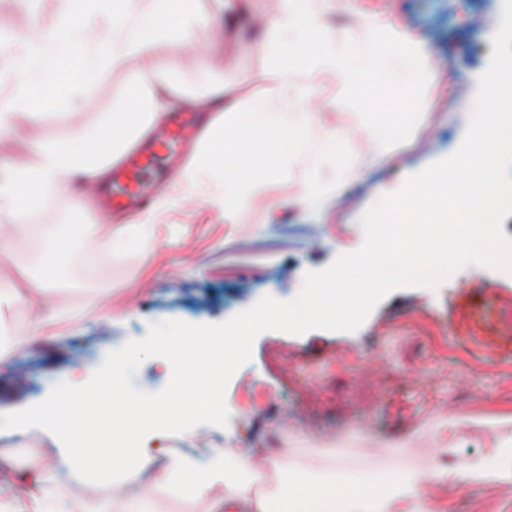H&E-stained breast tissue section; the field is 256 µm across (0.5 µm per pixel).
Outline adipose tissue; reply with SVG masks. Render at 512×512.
Here are the masks:
<instances>
[{
  "mask_svg": "<svg viewBox=\"0 0 512 512\" xmlns=\"http://www.w3.org/2000/svg\"><path fill=\"white\" fill-rule=\"evenodd\" d=\"M338 11L353 12L357 36L333 39L329 20ZM260 28L287 32L276 56L280 81L272 95L254 99L240 109L225 86L210 89L220 115L207 134L208 152L184 171L185 193L194 196L212 166L224 171V194L218 203L229 223L240 221L251 204L252 182L263 172L288 163L303 171L302 205L323 208L339 189L362 178L365 170L385 154L387 143L407 127L412 112H426L422 100L387 102L383 48L394 44L395 73L409 78L427 66L430 56L421 42L394 28L376 13L353 11L350 0H281L279 17L260 21ZM316 72L330 73L368 91L371 108L387 104L391 119H371V140L365 153H356L342 126L323 128L316 142L301 136L316 113L310 105L314 89L302 83ZM172 63L162 59L152 67L151 83L135 87L128 106L107 113L99 128L65 144L42 145L38 162L19 167L0 179V257L14 251L9 227L22 223L33 205L47 192L72 190L86 180L98 181L115 160L133 147L150 126L165 114L193 103L192 92L171 79ZM147 226L116 224L110 238L97 241L88 224L49 226L42 234L48 259L74 250H95L111 256L113 250L148 245ZM25 308L8 339L21 346L42 336L56 321L48 302L32 304L27 291L0 290V305ZM206 466L168 449L167 470L157 482L170 497L184 502H207V512H436L423 487L425 472H380L354 478L325 470L314 474L286 470L267 461L260 449L234 452L209 449ZM43 466L35 455L17 450L0 452V512H68L67 498L37 494Z\"/></svg>",
  "mask_w": 512,
  "mask_h": 512,
  "instance_id": "adipose-tissue-1",
  "label": "adipose tissue"
}]
</instances>
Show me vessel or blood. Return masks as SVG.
<instances>
[{"mask_svg": "<svg viewBox=\"0 0 512 512\" xmlns=\"http://www.w3.org/2000/svg\"><path fill=\"white\" fill-rule=\"evenodd\" d=\"M213 107L196 112H181L171 117L168 126L144 146L131 149L112 173V184L105 192L108 204L143 210L152 206L165 184L154 175L165 159L184 154L201 141L213 118Z\"/></svg>", "mask_w": 512, "mask_h": 512, "instance_id": "obj_1", "label": "vessel or blood"}]
</instances>
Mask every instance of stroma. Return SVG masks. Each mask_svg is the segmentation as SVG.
Returning <instances> with one entry per match:
<instances>
[{"label":"stroma","mask_w":512,"mask_h":512,"mask_svg":"<svg viewBox=\"0 0 512 512\" xmlns=\"http://www.w3.org/2000/svg\"><path fill=\"white\" fill-rule=\"evenodd\" d=\"M355 9L380 14L417 37L433 71L417 72L407 85H392V98L425 99L430 110L388 146L382 162L360 182L343 188L339 202L323 213L303 209L297 169L282 167L260 178L241 223L229 224L214 203L224 175L214 169L191 202H183L181 174L154 208L131 214L97 203L79 208L74 193L43 197L28 224H94L109 233L114 224H149L150 248L131 246L96 259L95 281L77 278L62 264L51 292L60 319L52 338L35 340L8 354L0 372V412L44 400L65 374L146 336L151 324L183 320L218 324L261 297L293 298L307 271L326 267L338 254L361 249L362 215L387 188L451 156L466 134L478 89L492 53L503 0H352ZM200 20L194 48L155 47L175 58L172 77L193 92L223 83L241 107L279 82L274 66L277 34L258 37L248 19L224 25L218 0H197ZM63 0H0V71L16 72L22 40L57 29ZM150 79L144 57L129 58L101 76L88 98L41 119L16 117L0 130V171L34 164L40 147L70 141L123 105L132 84ZM325 120L340 118L362 128L366 104L342 79L328 73L311 79ZM19 252L0 261V285L23 286L39 275L43 252L18 233ZM227 426L205 424L200 436L162 434L154 447L191 452L198 440L209 447L241 450L254 444L287 448L288 468L357 472L396 468L437 471L448 479L429 484L427 499L448 512H512V474L472 481L467 472L498 464L512 448V275L470 265L439 290L399 287L388 293L359 330L313 329L302 335L266 331L252 358L230 380ZM404 441L395 456L388 444ZM0 448H29L47 462L42 489L67 496L73 512H113L104 488L92 487L58 466L57 443L40 428L0 437Z\"/></svg>","instance_id":"35a3bbf8"}]
</instances>
